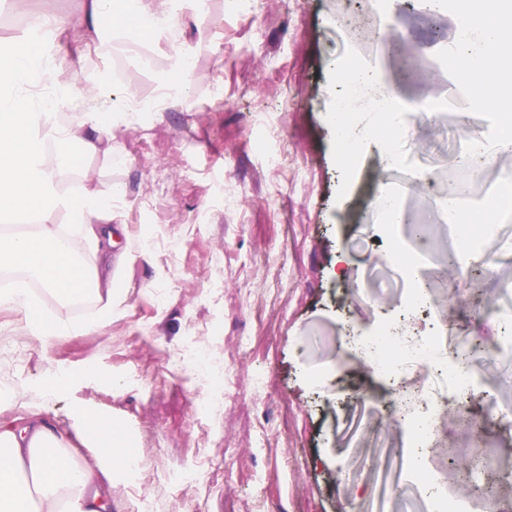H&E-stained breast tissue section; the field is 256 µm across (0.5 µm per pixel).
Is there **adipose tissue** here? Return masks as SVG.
<instances>
[{"label":"adipose tissue","mask_w":512,"mask_h":512,"mask_svg":"<svg viewBox=\"0 0 512 512\" xmlns=\"http://www.w3.org/2000/svg\"><path fill=\"white\" fill-rule=\"evenodd\" d=\"M436 12L450 7L456 17V37L447 49L449 73L466 91L467 104L484 92L512 85V0H500L494 17L479 30L470 18L480 0H421ZM46 86L60 85V73L45 66L38 43L0 44V268L23 271V280L0 290V310L24 314L28 335L47 341L78 335L70 319L46 317L28 287L39 283L63 302L93 295L104 316H111L124 296L112 273V198L116 186L99 182L81 192L67 188L60 167L46 160L47 149L57 154L74 150L86 157H112V131L128 122V111H83L81 99H58L75 107L79 120L64 125L53 120L44 101L21 94L31 74ZM344 76L381 99L369 127L390 137L401 126L402 106L381 71L352 64ZM66 211L69 222L51 218ZM81 427L94 447L93 462L78 463L69 441L42 410L27 409L21 422L0 419V512H105L116 474L135 462L127 450V431L114 420L100 422L83 416Z\"/></svg>","instance_id":"ef3b65f1"}]
</instances>
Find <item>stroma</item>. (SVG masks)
<instances>
[{"mask_svg": "<svg viewBox=\"0 0 512 512\" xmlns=\"http://www.w3.org/2000/svg\"><path fill=\"white\" fill-rule=\"evenodd\" d=\"M175 26L177 44L142 36L124 59L133 89L188 83L181 103L114 129L122 163L83 162L121 191L113 211L128 237L113 253L129 257L125 300L111 322L50 342L23 331L22 315L0 314V378L22 401L42 402L78 461L92 459L79 414L125 425L139 466L113 484L111 512H395L396 484L468 502L451 451L472 439L455 415L436 418L421 466L394 454L413 440L389 412L391 393L445 397L447 374L403 362L381 379L347 342L388 321L417 338L447 335L456 321L496 359L470 360L482 391L512 407V324L493 318L512 307V216L481 240L488 264L478 273L462 263L466 242L441 205L452 192L477 209L512 185V153L461 163L476 136L494 137L497 108L464 120L451 99L438 51L455 39L453 17L415 0L391 14L385 0H255L250 15L203 0ZM61 34L73 44V92L98 89L100 112L127 108L83 33ZM394 37L396 56L386 51ZM143 50L158 55V72L140 71ZM176 50L192 63L188 75L171 69ZM350 62L404 79L396 163L377 139L350 150L337 136L338 68ZM384 192L407 225L386 223L375 205ZM416 224L427 253L408 271L392 256L410 249ZM420 282L424 304L412 315L406 302ZM205 351L234 375L235 406L213 394L218 368H192ZM68 373L75 381L42 399L46 382ZM186 472L197 478L189 487L178 483Z\"/></svg>", "mask_w": 512, "mask_h": 512, "instance_id": "stroma-1", "label": "stroma"}]
</instances>
